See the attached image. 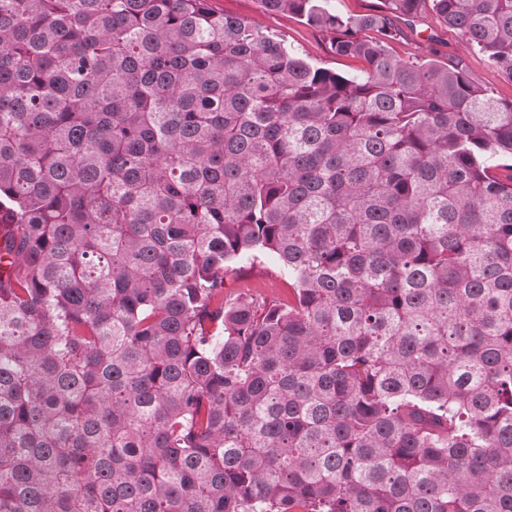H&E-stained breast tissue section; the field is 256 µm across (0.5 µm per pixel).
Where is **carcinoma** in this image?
<instances>
[{
	"label": "carcinoma",
	"instance_id": "carcinoma-1",
	"mask_svg": "<svg viewBox=\"0 0 512 512\" xmlns=\"http://www.w3.org/2000/svg\"><path fill=\"white\" fill-rule=\"evenodd\" d=\"M260 3L0 0V512H512V0ZM210 6L225 15L256 21L315 64L346 76L356 74L360 68L356 59L333 55L325 33L288 14L264 12L259 0H210ZM429 36L435 41H427ZM430 44L438 49L441 61L463 59L470 77L476 83L493 91L502 100H512V80L489 64L482 55L469 51L458 32L443 25L430 13L412 27L402 25V33L391 47L396 56L408 60L426 55ZM231 264L225 276V292L238 294L249 291L267 301L287 302L291 293L288 274L268 262H257L254 266ZM234 269V270H232Z\"/></svg>",
	"mask_w": 512,
	"mask_h": 512
}]
</instances>
